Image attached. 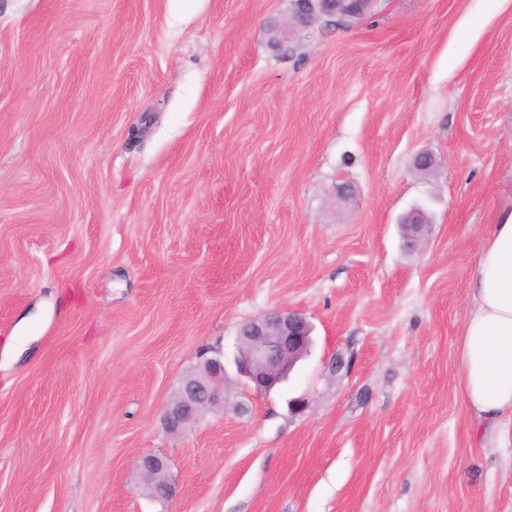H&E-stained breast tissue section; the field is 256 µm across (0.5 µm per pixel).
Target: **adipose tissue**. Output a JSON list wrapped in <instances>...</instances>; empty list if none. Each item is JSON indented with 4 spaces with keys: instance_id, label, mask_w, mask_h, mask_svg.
Instances as JSON below:
<instances>
[{
    "instance_id": "adipose-tissue-1",
    "label": "adipose tissue",
    "mask_w": 512,
    "mask_h": 512,
    "mask_svg": "<svg viewBox=\"0 0 512 512\" xmlns=\"http://www.w3.org/2000/svg\"><path fill=\"white\" fill-rule=\"evenodd\" d=\"M457 339L462 410L482 441L512 445V214L489 225Z\"/></svg>"
}]
</instances>
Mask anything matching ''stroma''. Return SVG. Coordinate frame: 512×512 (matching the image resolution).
I'll list each match as a JSON object with an SVG mask.
<instances>
[{
	"mask_svg": "<svg viewBox=\"0 0 512 512\" xmlns=\"http://www.w3.org/2000/svg\"><path fill=\"white\" fill-rule=\"evenodd\" d=\"M289 8L0 0V512H512L455 362L512 211V0H380L274 47ZM278 307L314 327L288 379L229 373L167 433L200 351ZM399 224L402 226L403 245L410 251L419 250L426 236L427 218L423 207H413ZM140 468L145 479V489L150 498L161 503L171 501L177 495V487L168 476L167 459L158 455L142 457Z\"/></svg>",
	"mask_w": 512,
	"mask_h": 512,
	"instance_id": "1",
	"label": "stroma"
}]
</instances>
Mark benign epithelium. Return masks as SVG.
<instances>
[{"instance_id":"benign-epithelium-1","label":"benign epithelium","mask_w":512,"mask_h":512,"mask_svg":"<svg viewBox=\"0 0 512 512\" xmlns=\"http://www.w3.org/2000/svg\"><path fill=\"white\" fill-rule=\"evenodd\" d=\"M340 0H300V8L289 14L275 42H287L294 33L313 24L338 16ZM427 218L423 207H413L401 222L403 245L410 251L425 241ZM312 343V326L300 312L279 308L243 323L237 333V373L257 393L268 392L280 383L295 364L307 354ZM226 367L224 354H202L197 367L187 372L165 407L163 423L177 433L199 421L206 412L224 406ZM140 468L150 498L161 503L177 495V487L168 476L167 459L158 455L142 457Z\"/></svg>"}]
</instances>
